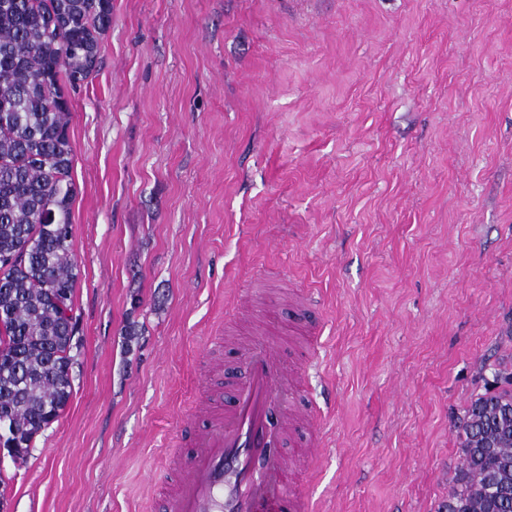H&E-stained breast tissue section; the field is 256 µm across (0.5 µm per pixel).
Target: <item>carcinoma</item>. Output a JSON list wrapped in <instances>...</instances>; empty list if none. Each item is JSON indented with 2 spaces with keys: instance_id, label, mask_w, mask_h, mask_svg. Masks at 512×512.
<instances>
[{
  "instance_id": "obj_1",
  "label": "carcinoma",
  "mask_w": 512,
  "mask_h": 512,
  "mask_svg": "<svg viewBox=\"0 0 512 512\" xmlns=\"http://www.w3.org/2000/svg\"><path fill=\"white\" fill-rule=\"evenodd\" d=\"M112 0H0V418L26 457L72 394L73 149L65 94L97 66ZM446 512H512V385L473 400Z\"/></svg>"
}]
</instances>
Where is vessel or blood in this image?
<instances>
[{
	"label": "vessel or blood",
	"mask_w": 512,
	"mask_h": 512,
	"mask_svg": "<svg viewBox=\"0 0 512 512\" xmlns=\"http://www.w3.org/2000/svg\"><path fill=\"white\" fill-rule=\"evenodd\" d=\"M240 357L229 398L211 411L209 426L183 422L190 452L161 480L166 512H314L282 455L289 425L301 419L289 401L301 373L261 337Z\"/></svg>",
	"instance_id": "1"
}]
</instances>
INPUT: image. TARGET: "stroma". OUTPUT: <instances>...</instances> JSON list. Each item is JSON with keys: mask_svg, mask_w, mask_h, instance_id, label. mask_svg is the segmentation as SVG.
I'll use <instances>...</instances> for the list:
<instances>
[{"mask_svg": "<svg viewBox=\"0 0 512 512\" xmlns=\"http://www.w3.org/2000/svg\"><path fill=\"white\" fill-rule=\"evenodd\" d=\"M68 132L73 395L8 512H163L252 336L302 371L316 512H444L512 373V0H112Z\"/></svg>", "mask_w": 512, "mask_h": 512, "instance_id": "1", "label": "stroma"}]
</instances>
